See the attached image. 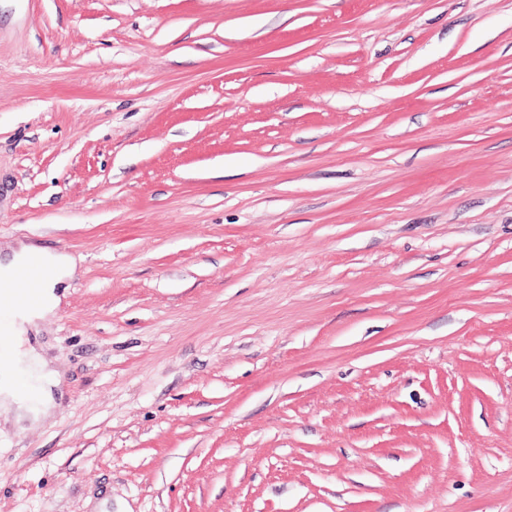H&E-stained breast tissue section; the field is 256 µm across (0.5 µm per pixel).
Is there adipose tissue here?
I'll return each mask as SVG.
<instances>
[{
    "label": "adipose tissue",
    "mask_w": 512,
    "mask_h": 512,
    "mask_svg": "<svg viewBox=\"0 0 512 512\" xmlns=\"http://www.w3.org/2000/svg\"><path fill=\"white\" fill-rule=\"evenodd\" d=\"M22 266L30 267L37 277V300L0 322V334L8 336L13 342L12 347L0 352V357L18 363L26 362L30 372L25 380L20 381L10 369L0 370V401L15 405L20 418L36 421L49 415L53 407V381L38 354L23 348L22 336L26 323L56 308L58 299L55 290L63 280L74 276L77 265L70 255L25 244L12 260L6 263L0 261V286L8 285L14 272Z\"/></svg>",
    "instance_id": "1"
}]
</instances>
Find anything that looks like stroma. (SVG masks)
Returning a JSON list of instances; mask_svg holds the SVG:
<instances>
[{
	"mask_svg": "<svg viewBox=\"0 0 512 512\" xmlns=\"http://www.w3.org/2000/svg\"><path fill=\"white\" fill-rule=\"evenodd\" d=\"M22 242L0 512H512V0H0ZM21 266H29L36 274L39 290L35 303L17 310L0 323L1 334L13 341L9 349H0V402L14 404L19 418L38 421L49 415L53 408L51 391L55 384L51 372L46 370V364L34 349H21L24 324L56 308L58 298L54 291L63 280L74 276L77 265L68 254L51 253L35 245L23 244L9 262L4 263L0 258L1 288L12 281L14 272ZM7 359L29 365L31 371L24 381L17 380L7 367ZM2 366L5 367L1 372Z\"/></svg>",
	"mask_w": 512,
	"mask_h": 512,
	"instance_id": "stroma-1",
	"label": "stroma"
}]
</instances>
